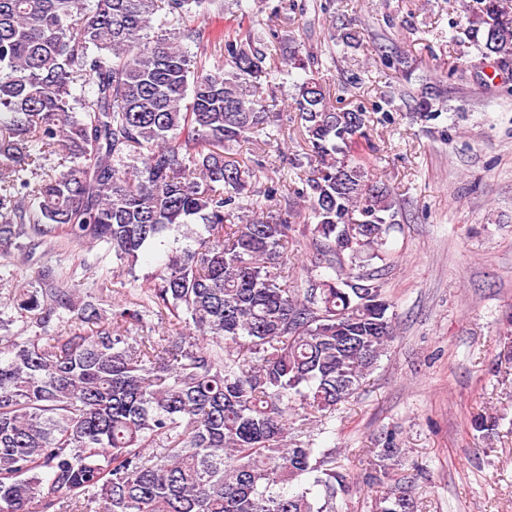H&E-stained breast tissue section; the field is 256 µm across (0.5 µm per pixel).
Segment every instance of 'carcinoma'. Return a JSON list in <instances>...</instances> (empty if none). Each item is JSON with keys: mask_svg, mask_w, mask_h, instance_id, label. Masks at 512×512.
<instances>
[{"mask_svg": "<svg viewBox=\"0 0 512 512\" xmlns=\"http://www.w3.org/2000/svg\"><path fill=\"white\" fill-rule=\"evenodd\" d=\"M476 4L465 40L511 62L512 0ZM214 5L0 0V258L102 246L130 275L110 325L69 283L75 265L3 303L37 332L0 334V512H334L353 486L288 429L350 399L394 337L364 268L384 259L396 197L367 169L366 111L335 105L312 76L323 61L286 35L289 69L310 73L291 103L309 170L296 163L291 181L313 246L288 265L293 213L274 211L273 185L240 206L253 170L234 152L275 126L264 86L283 71L249 8L233 29L198 25ZM328 36L360 41L346 26ZM183 227L192 243L133 274L147 244ZM322 264L337 276L314 274ZM149 314L166 331L128 335ZM400 454L385 441L360 476L385 486L372 512H414L390 472Z\"/></svg>", "mask_w": 512, "mask_h": 512, "instance_id": "1", "label": "carcinoma"}]
</instances>
